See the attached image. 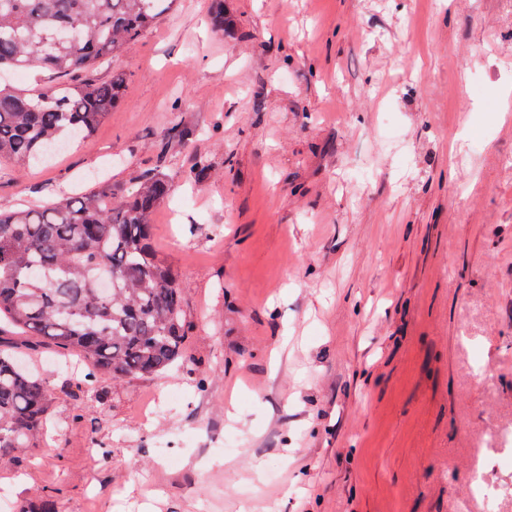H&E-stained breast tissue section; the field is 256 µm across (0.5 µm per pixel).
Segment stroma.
Segmentation results:
<instances>
[{"label": "stroma", "mask_w": 512, "mask_h": 512, "mask_svg": "<svg viewBox=\"0 0 512 512\" xmlns=\"http://www.w3.org/2000/svg\"><path fill=\"white\" fill-rule=\"evenodd\" d=\"M224 7L222 35L212 0H177L96 69L126 85L90 136L0 165L4 211L162 166L152 244L191 324L166 373L98 383L30 340L53 404L0 493L13 512H512L490 446L512 431V0ZM177 123L193 135L165 149Z\"/></svg>", "instance_id": "1"}]
</instances>
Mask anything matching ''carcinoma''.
Here are the masks:
<instances>
[{
	"mask_svg": "<svg viewBox=\"0 0 512 512\" xmlns=\"http://www.w3.org/2000/svg\"><path fill=\"white\" fill-rule=\"evenodd\" d=\"M176 0H0V68L39 69L34 88L0 87V159L45 163L92 134L120 102L126 74L71 81L118 58ZM172 178L142 172L130 191L102 185L62 201L0 211V464L39 441L48 385L18 357L35 337L78 353L108 379L161 374L188 337L178 276L152 245Z\"/></svg>",
	"mask_w": 512,
	"mask_h": 512,
	"instance_id": "carcinoma-1",
	"label": "carcinoma"
}]
</instances>
